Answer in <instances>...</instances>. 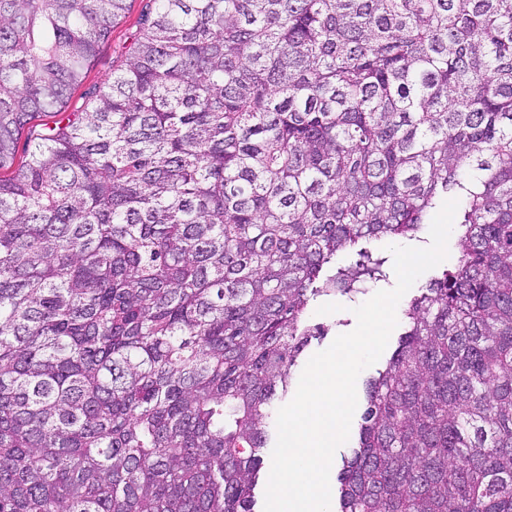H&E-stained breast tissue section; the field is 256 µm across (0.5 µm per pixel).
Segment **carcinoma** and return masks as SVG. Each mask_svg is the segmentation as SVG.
Listing matches in <instances>:
<instances>
[{
	"label": "carcinoma",
	"mask_w": 512,
	"mask_h": 512,
	"mask_svg": "<svg viewBox=\"0 0 512 512\" xmlns=\"http://www.w3.org/2000/svg\"><path fill=\"white\" fill-rule=\"evenodd\" d=\"M127 2L0 0V170ZM92 100L0 176V512H254L311 302L448 199L330 512H512V0H147Z\"/></svg>",
	"instance_id": "carcinoma-1"
}]
</instances>
